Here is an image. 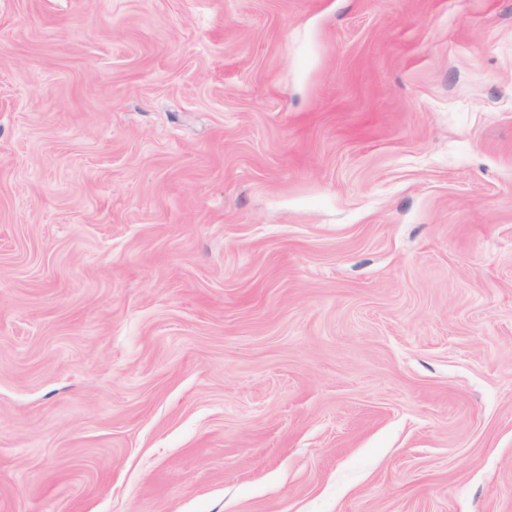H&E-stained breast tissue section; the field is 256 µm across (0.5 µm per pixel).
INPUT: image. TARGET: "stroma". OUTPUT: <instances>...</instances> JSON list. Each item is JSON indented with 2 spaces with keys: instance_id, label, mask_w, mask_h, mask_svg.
I'll return each mask as SVG.
<instances>
[{
  "instance_id": "stroma-1",
  "label": "stroma",
  "mask_w": 512,
  "mask_h": 512,
  "mask_svg": "<svg viewBox=\"0 0 512 512\" xmlns=\"http://www.w3.org/2000/svg\"><path fill=\"white\" fill-rule=\"evenodd\" d=\"M0 512H512V0H0Z\"/></svg>"
}]
</instances>
